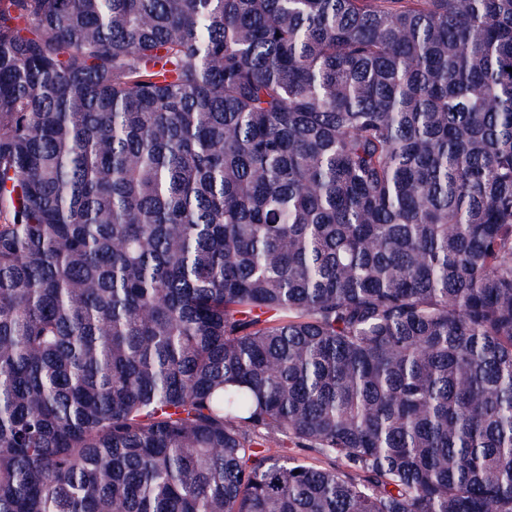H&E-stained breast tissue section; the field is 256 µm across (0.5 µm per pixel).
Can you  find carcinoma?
<instances>
[{
  "label": "carcinoma",
  "mask_w": 512,
  "mask_h": 512,
  "mask_svg": "<svg viewBox=\"0 0 512 512\" xmlns=\"http://www.w3.org/2000/svg\"><path fill=\"white\" fill-rule=\"evenodd\" d=\"M510 68L512 0H0V512H512ZM271 448L273 451H279L280 453H286L288 455L306 458L307 462L317 467L335 468L336 470L344 469L342 460L338 458L326 459L322 456L312 455L309 452L302 450L301 448H296L294 444L284 436H280L276 442L271 443Z\"/></svg>",
  "instance_id": "obj_1"
}]
</instances>
